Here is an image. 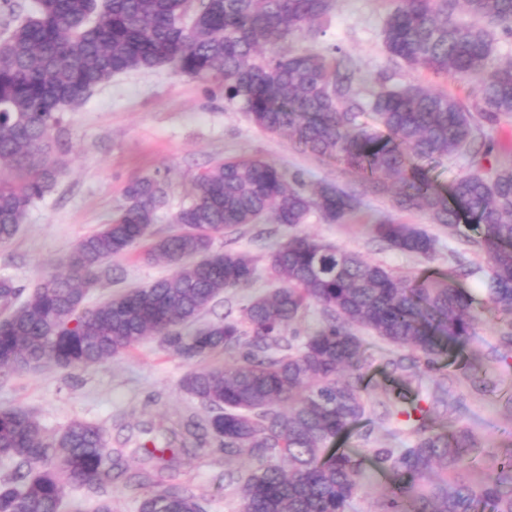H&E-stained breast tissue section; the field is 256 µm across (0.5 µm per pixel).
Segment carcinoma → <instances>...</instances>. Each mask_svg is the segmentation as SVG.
<instances>
[{"instance_id":"cac0c4a2","label":"carcinoma","mask_w":512,"mask_h":512,"mask_svg":"<svg viewBox=\"0 0 512 512\" xmlns=\"http://www.w3.org/2000/svg\"><path fill=\"white\" fill-rule=\"evenodd\" d=\"M8 21L0 40V244L10 242L31 206L65 167L55 152L60 113L116 75L172 65L224 84L252 124L285 134L298 152L334 159L363 174L365 186L398 213L425 212L483 252L487 297L473 299L448 273L404 279L391 269L316 237L293 235L268 255L281 287L251 299L238 317L192 333L219 295L249 286L253 258L213 248L214 235L267 219L295 227L316 213L343 224L363 206L361 194L309 182L261 160L219 159L200 174L188 205L173 215L179 230L150 229L166 200L167 176L130 180L124 203L26 293L0 277V372L46 364L76 369L105 363L156 337L189 362L236 350L230 363L195 369L181 390L205 410L158 429L142 444L147 465L126 475L104 428L73 420L48 432L22 408L0 409V512H62L72 490L113 512L107 488L123 479L138 512H207L189 484L172 482L179 456L209 446L229 464L225 488L239 491L241 512H346L365 479L364 459L333 447L368 412L361 329L414 355L388 361L398 375L385 391L386 418L406 417V448L370 449L390 485L378 512H512V451L496 473L473 482L481 438L455 420L431 424L411 385L452 365L486 316L495 320L503 357L512 352V147L495 134L512 118V60L494 63L489 27L512 37V0H395L382 38L389 57L409 70L474 83L470 104L439 89L390 84L381 74L368 97L355 87L356 65L334 48L328 57L284 44L304 35L335 0H34ZM495 157L494 163L484 161ZM463 159L469 170L448 185L433 172ZM369 233L387 248L430 259L437 239L418 224L379 215ZM177 266L170 276L86 305L91 289L112 279V260L141 244ZM311 306L324 321L305 336L288 328ZM76 325L68 327L70 321Z\"/></svg>"}]
</instances>
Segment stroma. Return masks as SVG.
Segmentation results:
<instances>
[{"label":"stroma","instance_id":"35a3bbf8","mask_svg":"<svg viewBox=\"0 0 512 512\" xmlns=\"http://www.w3.org/2000/svg\"><path fill=\"white\" fill-rule=\"evenodd\" d=\"M389 7V0H336L332 12L304 45L319 52L338 47L352 55L359 69L357 88L364 95L373 89L376 73L384 70L396 83L416 81L466 96L468 83L428 72H409L388 57L382 27ZM61 129L67 148L65 172L31 207L19 234L0 245V276H11L25 287L41 272L56 269L83 237L106 223L122 205L126 183L136 176L158 173L168 177L166 202L152 226L158 237L176 232L173 214L187 203L196 176L219 158L268 161L287 171H302L309 180L342 186L359 180L357 173L343 165L298 153L287 137L258 130L238 104L225 101L217 84L181 74L168 65L113 77L82 104L63 112ZM363 202L356 222L328 224L314 216L300 230L403 276L428 267L450 270L448 253L452 250L465 251L473 265L484 264L482 253L464 250L459 240L449 237L447 229L430 223L421 211L405 215L404 220L424 226L437 238L433 258L387 249L371 240L366 225L380 211L389 209V202L369 193L364 194ZM287 236V228L267 221L218 234L213 246L249 252L263 270L271 248ZM112 268L111 280L95 288L89 302L175 271L174 265L152 259L140 248L114 261ZM275 286V281L261 273L250 286L217 297L198 321L204 324L226 311H239ZM496 343L495 322L484 319L462 355L463 365L494 384V392H480L466 381L451 388L462 423L484 440L481 468L488 474L512 450V413L492 401L494 395L512 394V357L504 361L494 357ZM190 369V363L164 351L158 340L149 339L103 364L76 369L50 366L0 376V408L29 410L51 432L76 419L100 424L109 445L122 449L125 463L135 470L143 465L137 448L147 439L146 429L192 408V401L179 387ZM384 401L383 395L373 394L370 410L355 427L348 447L364 453L389 441L400 448L407 445V438L390 439L389 426L381 419ZM224 470L223 458L205 448L182 458L177 476L208 499V512H238L240 498L225 491Z\"/></svg>","mask_w":512,"mask_h":512}]
</instances>
